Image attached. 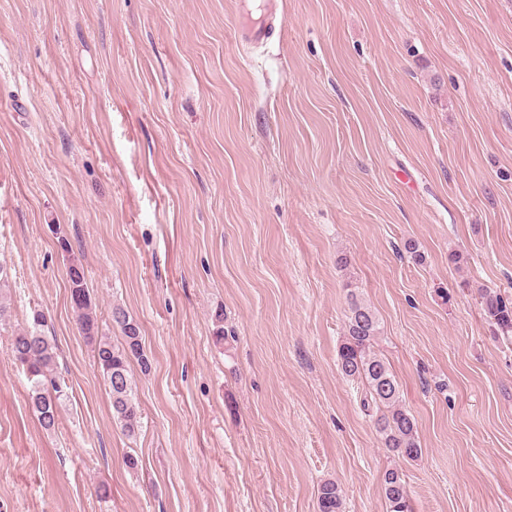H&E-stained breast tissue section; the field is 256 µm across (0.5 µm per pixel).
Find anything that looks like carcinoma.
<instances>
[{
  "mask_svg": "<svg viewBox=\"0 0 512 512\" xmlns=\"http://www.w3.org/2000/svg\"><path fill=\"white\" fill-rule=\"evenodd\" d=\"M71 306L76 313L79 333L93 346L94 358L106 381L113 418L127 436L133 437L141 427V413L132 394L129 363L135 359L142 371L150 369L144 354L140 328L128 313L112 309L111 320L122 333V342L112 343L102 332L82 266L71 262L67 271ZM484 313L496 331L512 339V302L487 288L480 289ZM44 315L37 311L31 325L18 330L11 343V353L30 383V401L40 424L47 430L55 428L58 403L65 395V381L55 374L56 351L44 335ZM381 333L378 317L371 307L350 295L349 314L344 339L338 351L342 374L365 387L363 406L375 408V427L388 451L413 460L421 454L418 428L412 415L400 400L399 384L386 360L374 350ZM383 491L387 512H413L403 474L389 469L384 474ZM318 512H341L342 498L338 485L330 480L321 483L317 498Z\"/></svg>",
  "mask_w": 512,
  "mask_h": 512,
  "instance_id": "carcinoma-1",
  "label": "carcinoma"
}]
</instances>
